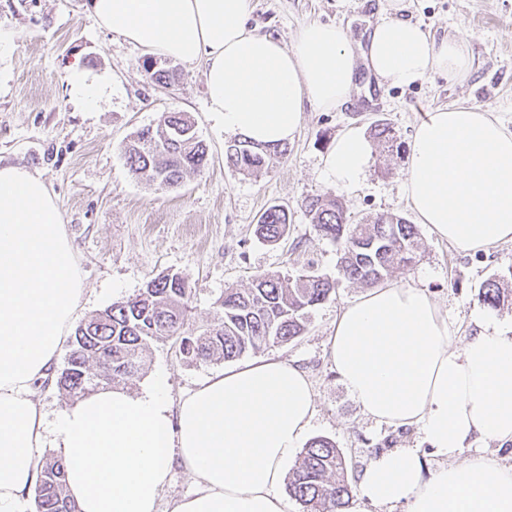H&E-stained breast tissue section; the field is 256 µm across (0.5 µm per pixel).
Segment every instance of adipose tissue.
Returning <instances> with one entry per match:
<instances>
[{
    "instance_id": "ef3b65f1",
    "label": "adipose tissue",
    "mask_w": 512,
    "mask_h": 512,
    "mask_svg": "<svg viewBox=\"0 0 512 512\" xmlns=\"http://www.w3.org/2000/svg\"><path fill=\"white\" fill-rule=\"evenodd\" d=\"M399 9L391 0L366 43L311 22L288 47L248 27L253 0L90 2L98 23L129 43L202 65L209 111L265 146L292 140L305 109L347 103L358 63L389 86L467 78L468 40L435 39ZM371 152L360 131L338 135L323 161L328 179L354 187ZM404 194L419 223L462 251L512 243V130L467 105L428 112L409 144ZM83 294L55 196L39 175L0 165V512H21L40 477L47 426L35 391ZM327 354L363 414L418 427L446 459L433 470L414 448L372 459L350 512H512V465L473 451L512 443V334L483 321L459 337L423 288L387 283L340 310ZM313 415L307 375L276 357L208 378L175 405L160 379L138 393L104 387L57 418L66 491L80 512H161L177 461L197 488L168 512H285L284 467Z\"/></svg>"
}]
</instances>
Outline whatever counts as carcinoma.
Segmentation results:
<instances>
[{
    "instance_id": "obj_1",
    "label": "carcinoma",
    "mask_w": 512,
    "mask_h": 512,
    "mask_svg": "<svg viewBox=\"0 0 512 512\" xmlns=\"http://www.w3.org/2000/svg\"><path fill=\"white\" fill-rule=\"evenodd\" d=\"M192 126L186 114L169 112L156 126L138 130L125 148L130 172L168 188L184 174L204 168L205 150L190 143V137L179 136ZM286 152L284 144L264 147L242 137L227 146L225 156L237 170L254 173L271 157ZM305 210L317 233L341 246L340 272L350 281L376 285L415 260L419 232L401 216L382 214L370 224L355 223L332 193L307 198ZM289 225L288 209L273 205L261 215L255 234L278 242L288 234ZM335 290V281L309 272L294 277L278 272L256 275L244 290L224 289L213 322L198 333L186 327L191 297L184 279L177 273L165 274L149 281L135 297L116 301L75 327L55 385L73 399L103 385H121L144 369L153 340H174L180 358L188 362L233 361L263 346L290 342L305 331L306 311L327 301ZM503 298L496 280L478 294L479 301L491 308L500 306ZM65 468L59 455L44 458L34 487L36 512H79L65 491ZM345 469L336 445L317 438L289 475V493L303 512H342L352 492Z\"/></svg>"
}]
</instances>
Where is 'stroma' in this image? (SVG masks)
<instances>
[{
	"instance_id": "1",
	"label": "stroma",
	"mask_w": 512,
	"mask_h": 512,
	"mask_svg": "<svg viewBox=\"0 0 512 512\" xmlns=\"http://www.w3.org/2000/svg\"><path fill=\"white\" fill-rule=\"evenodd\" d=\"M387 0H254L248 24L258 33L291 44L310 22L336 23L354 41H366ZM402 17L434 37L462 36L474 55V69L461 84L435 75L406 88L387 87L357 68L350 101L333 112L306 111L285 156L247 175L227 165L231 141L223 122L209 112L201 65L179 64L176 82L151 83L147 54L116 32L99 26L89 0H0V165L41 175L56 196L66 232L80 262L84 316L139 294L150 280L180 274L191 291V321L209 323L225 288L248 287L255 275L309 271L335 279L336 292L309 309L304 333L271 344L249 359L274 356L298 365L314 388L309 438L333 441L343 454L350 485L367 463L396 448H416L436 468L440 457L419 428L395 427L365 416L338 380L327 356V341L338 311L365 293L341 277L336 243L319 236L302 203L338 193L354 221L379 214L412 219L403 192L408 145L425 112L463 103L493 112L512 126V0H403ZM100 82L94 105L76 98L73 69ZM168 112L187 113L209 149L201 171L173 188H158L130 172L125 146L143 127ZM384 120L392 142L374 143L360 183L337 190L323 159L337 135L350 128L369 132ZM287 206V238L270 244L255 226L271 205ZM420 248L410 267L392 280L425 288L459 328L476 332L481 319L512 328V244L468 254L420 226ZM491 279L501 281L505 301L481 304L478 293ZM224 362H183L169 340L151 342L144 370L130 379L131 391L163 378L172 399L193 391L223 371Z\"/></svg>"
}]
</instances>
